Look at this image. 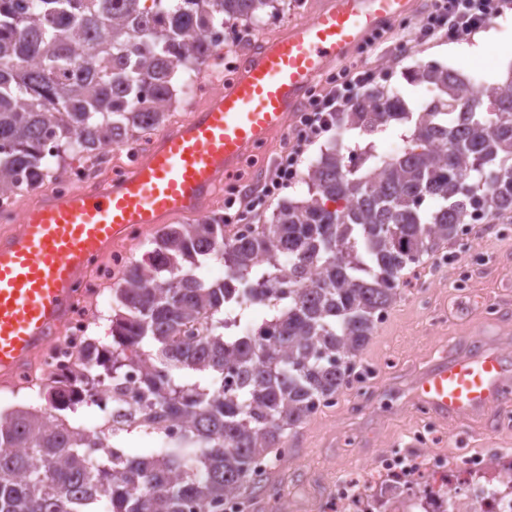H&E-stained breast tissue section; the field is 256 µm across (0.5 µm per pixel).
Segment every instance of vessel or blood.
Listing matches in <instances>:
<instances>
[{
	"mask_svg": "<svg viewBox=\"0 0 512 512\" xmlns=\"http://www.w3.org/2000/svg\"><path fill=\"white\" fill-rule=\"evenodd\" d=\"M417 0H326L246 56L238 77L153 141L123 177L43 192L0 233V387H17L74 310L92 256L134 230L200 214L254 147L282 132L317 79L371 35L412 14ZM512 381L491 350L429 366L414 399L460 424L491 419Z\"/></svg>",
	"mask_w": 512,
	"mask_h": 512,
	"instance_id": "1",
	"label": "vessel or blood"
}]
</instances>
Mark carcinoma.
I'll list each match as a JSON object with an SVG mask.
<instances>
[{
  "label": "carcinoma",
  "mask_w": 512,
  "mask_h": 512,
  "mask_svg": "<svg viewBox=\"0 0 512 512\" xmlns=\"http://www.w3.org/2000/svg\"><path fill=\"white\" fill-rule=\"evenodd\" d=\"M276 0H0V198L46 179L73 150L160 127L178 102V73L212 55L231 20H259ZM407 79L432 92L424 112L372 90L335 122L373 133L412 123L403 153L353 168L342 148L308 169L309 198L276 207L267 224L226 239L224 217L172 224L116 289L112 350L77 374L84 398L67 411L16 404L0 414V512H224L233 493L273 491V451L354 376L404 272L432 259L462 224H512V76L475 90L443 65ZM55 151L44 150L47 138ZM347 202L345 209L329 204ZM224 262L220 281L193 273ZM244 314L224 334V306ZM207 317L185 343L181 327ZM140 359L144 413L85 433L68 412L94 403ZM167 419L186 423L168 442ZM152 436L132 455L120 437Z\"/></svg>",
  "instance_id": "cac0c4a2"
}]
</instances>
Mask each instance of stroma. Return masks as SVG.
I'll use <instances>...</instances> for the list:
<instances>
[{
    "mask_svg": "<svg viewBox=\"0 0 512 512\" xmlns=\"http://www.w3.org/2000/svg\"><path fill=\"white\" fill-rule=\"evenodd\" d=\"M321 5L322 0H282L278 11L260 21H239L234 38L246 48L256 47L312 17ZM416 22L412 15L407 24H394L385 30L384 43L362 57L364 68L378 74L376 87L402 95L413 109L425 108L430 101L422 86L406 79L419 65L443 64L477 85L512 71V13L484 25L493 40L480 60L458 50L442 32L418 41ZM409 130L408 124L394 121L373 134L358 129L340 135L327 131L303 155L296 181L281 191V198H307V170L331 141L342 139L353 153L370 146L378 158L387 159L405 146ZM286 146L284 136L269 139L259 166H240L233 184L246 194L255 191L260 174L274 169ZM463 267L471 276L467 288L460 290L454 281ZM489 304L496 308L491 317L485 314ZM483 345L495 349L512 367V224L473 225L471 248L451 250L447 261L432 260L407 274L399 299L359 356L371 378L345 385L335 406L318 410L288 432V463L275 465L272 471L277 491L254 496L248 512H336L329 492L338 478L375 479L374 465L385 451L413 447L425 412L410 395L418 374L437 361ZM429 448L449 458L461 449L492 456L512 448V418L492 427L475 421L439 424Z\"/></svg>",
    "mask_w": 512,
    "mask_h": 512,
    "instance_id": "1",
    "label": "stroma"
}]
</instances>
